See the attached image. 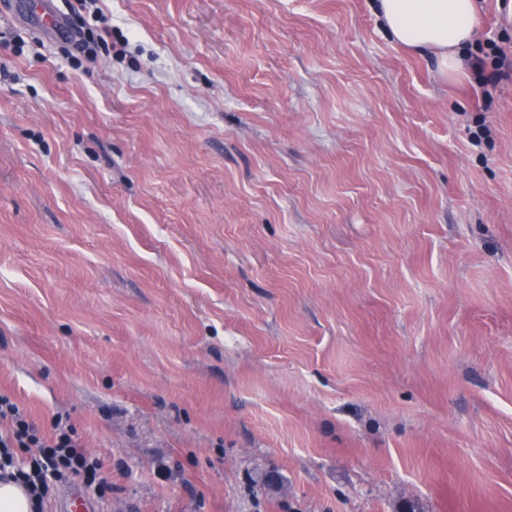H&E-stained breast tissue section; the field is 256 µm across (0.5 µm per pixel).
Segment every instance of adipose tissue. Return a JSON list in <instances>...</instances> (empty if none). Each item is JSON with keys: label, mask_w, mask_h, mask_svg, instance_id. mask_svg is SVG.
Listing matches in <instances>:
<instances>
[{"label": "adipose tissue", "mask_w": 512, "mask_h": 512, "mask_svg": "<svg viewBox=\"0 0 512 512\" xmlns=\"http://www.w3.org/2000/svg\"><path fill=\"white\" fill-rule=\"evenodd\" d=\"M379 10L396 43L433 55L442 76L461 69L478 24L476 0H379Z\"/></svg>", "instance_id": "obj_1"}]
</instances>
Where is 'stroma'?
<instances>
[{
    "label": "stroma",
    "mask_w": 512,
    "mask_h": 512,
    "mask_svg": "<svg viewBox=\"0 0 512 512\" xmlns=\"http://www.w3.org/2000/svg\"><path fill=\"white\" fill-rule=\"evenodd\" d=\"M0 11V393L96 512H512V81L377 0ZM466 56L512 40L477 0ZM68 34L64 37V43L74 45L85 55H92L104 46L107 49H113L115 46L107 41V39L97 30L90 27H83L82 24L75 25L68 20L64 24Z\"/></svg>",
    "instance_id": "35a3bbf8"
}]
</instances>
